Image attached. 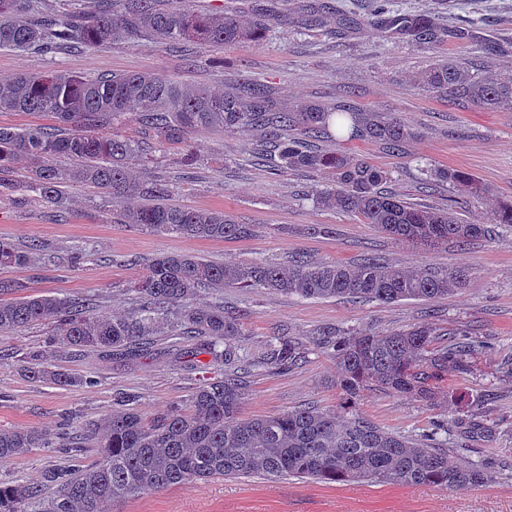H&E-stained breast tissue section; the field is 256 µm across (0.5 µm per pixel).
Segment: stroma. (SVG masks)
I'll use <instances>...</instances> for the list:
<instances>
[{
  "label": "stroma",
  "mask_w": 512,
  "mask_h": 512,
  "mask_svg": "<svg viewBox=\"0 0 512 512\" xmlns=\"http://www.w3.org/2000/svg\"><path fill=\"white\" fill-rule=\"evenodd\" d=\"M308 0H280L287 21L276 24L259 44L236 46L186 43L169 49L142 37L98 50L60 54L0 51V78L44 73L55 67L97 75L153 71L188 85L232 87L239 79L270 86L278 106L344 105L398 115L412 131L400 151L368 140L323 139L326 150L388 170L390 190L404 201L449 208L468 221L490 222L495 209L512 203V109L485 111L465 101L440 98L421 82L439 60L466 65L481 78L512 74V0H393L391 20L375 17V0H318L321 23L299 19ZM428 14L443 35L428 43L398 34L394 17ZM262 132L197 129L189 134L197 159L183 162L182 145L149 152L138 162V178L173 188L174 203L217 210L250 224L246 240L188 239L120 224L110 200L74 183L69 210L61 211L23 189L0 187V238L17 244L40 240L58 254L39 255L28 267H0V281L12 282L13 300L42 294L94 299L97 311L129 314L135 309L129 281L139 266L160 252L190 253L231 263H285L295 255L314 262L360 263L374 257L410 268L467 266L471 276L460 292L427 301L390 304L343 299L303 300L264 289L228 288L226 305L242 310L246 334L239 347L256 355L271 336L287 334L309 344L306 359L284 373L253 376L241 404L251 418L315 405L333 409L341 401L333 356L313 348L319 329L336 327L386 332L433 322L463 325L489 342L471 376H449L455 392L479 399L478 413L489 429L469 432L466 412L446 399L435 404L406 396L364 393L355 408L385 429L414 435L436 417L448 420V445L461 457L494 462L493 481L478 489L398 486L379 482L325 484L282 478H215L121 502L111 512H512V378L500 365L512 358V226L489 240L460 248L453 243L412 247L395 242L373 225L340 212L315 208L308 192L329 180L323 173H271L255 156ZM432 167L469 174L471 183L424 182L417 158ZM328 224L333 235L309 233ZM86 248L78 267L61 259L70 248ZM49 326L35 324L0 336V428H35L51 434L67 428L82 434L87 422L115 410L117 393L137 396L146 419L182 407L210 357L196 346L167 348L165 339L130 361H113L74 348L46 350ZM45 350L49 363L86 378L77 387L38 383L24 376L26 353ZM96 449L33 448L0 462V483L37 484L47 469L92 463Z\"/></svg>",
  "instance_id": "1"
}]
</instances>
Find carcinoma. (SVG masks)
<instances>
[{
    "instance_id": "obj_1",
    "label": "carcinoma",
    "mask_w": 512,
    "mask_h": 512,
    "mask_svg": "<svg viewBox=\"0 0 512 512\" xmlns=\"http://www.w3.org/2000/svg\"><path fill=\"white\" fill-rule=\"evenodd\" d=\"M275 5L249 22L230 10L199 11L189 0H96L91 14L59 13L45 0H0V50L37 49L57 53L94 49L121 40L148 37L169 45L197 42L235 45L254 42L269 31ZM403 29L434 42L438 30L426 14L404 20ZM428 91L464 99L484 110L512 107V76L484 79L456 61H440L423 76ZM0 112H42L55 118L52 129L0 126V175L28 163L22 187L65 210L70 183L91 185L121 205L132 195L146 203L120 210L121 223L186 238L244 240L251 224H239L222 211L196 210L168 202L170 190L157 181L138 182L130 165L143 153L139 141L113 132L129 118L152 131L156 144L185 145L184 162H195L188 134L196 128L220 131L260 129V156L278 159L277 171H323L331 180L316 191L320 208L352 213L408 246L448 241L459 247L486 239L489 224L463 222L450 209L407 203L383 189L389 173L340 152H327L317 140L336 134L377 140L399 150L411 135L406 124L384 112L306 105L284 109L268 87L249 79L236 91L184 86L152 71L108 77L75 75L56 69L0 81ZM448 183L472 182L464 172L430 170ZM47 250L41 241L17 245L0 239V266L23 268ZM466 266L416 270L365 258L356 265L310 263L296 256L286 264H219L188 253H162L149 261L129 291L138 306L132 317H105L93 304L59 295L0 301V333L19 332L41 322L52 328L48 344L130 357L148 349L165 325L180 340L203 336L204 352L224 364V375L208 378L188 399L187 411L174 409L148 421L129 396L117 397L122 409L89 424L97 447L94 462L71 470L52 468L43 484H0V512H107L114 503L198 480L293 477L324 483L378 481L395 485L428 484L478 488L493 480L483 462L464 461L448 448V420L431 423L416 435L390 432L369 418L318 406L243 419L241 403L247 374L286 370L309 348L282 337L241 364L237 339L245 335L242 315L224 306L226 288H260L303 299H361L381 303L429 300L461 291ZM216 292L201 304L199 293ZM316 347H329L341 370L337 381L343 402L365 391L402 395L432 403L453 398L448 374L474 372L484 342L460 331L461 338L439 342L441 329L420 324L381 333L318 332ZM27 378L59 386L81 379L33 353L23 360ZM49 443L38 430L0 429V460Z\"/></svg>"
}]
</instances>
